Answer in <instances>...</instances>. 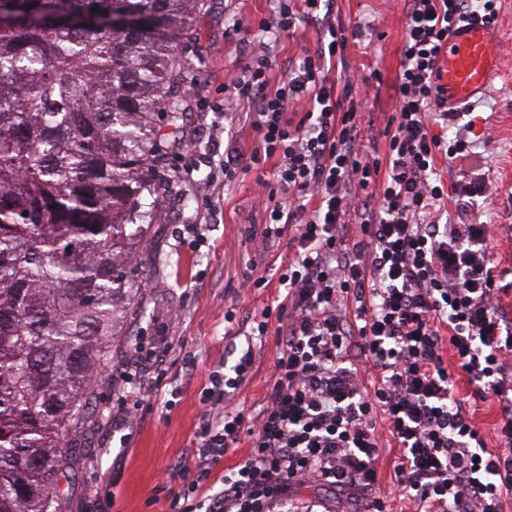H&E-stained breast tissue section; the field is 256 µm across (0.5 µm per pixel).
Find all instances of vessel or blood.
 <instances>
[{
  "mask_svg": "<svg viewBox=\"0 0 512 512\" xmlns=\"http://www.w3.org/2000/svg\"><path fill=\"white\" fill-rule=\"evenodd\" d=\"M499 41L496 25L481 22L464 25L449 36L438 79L449 108L470 102L500 76Z\"/></svg>",
  "mask_w": 512,
  "mask_h": 512,
  "instance_id": "obj_1",
  "label": "vessel or blood"
}]
</instances>
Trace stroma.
<instances>
[{
  "label": "stroma",
  "instance_id": "obj_1",
  "mask_svg": "<svg viewBox=\"0 0 512 512\" xmlns=\"http://www.w3.org/2000/svg\"><path fill=\"white\" fill-rule=\"evenodd\" d=\"M274 8L273 0H200L192 37L179 48L188 109L179 131L158 144L156 191L143 197L154 220L130 260L131 301L115 328L110 358L90 388L93 406L69 439L72 477L61 484V512H87L94 486L112 477L119 480L112 512H169L167 495L178 489L180 469L192 462L206 410L200 391L213 370L246 351L254 369L236 403L248 413L261 407L278 342L273 335L251 339L241 323L276 297V288L251 282L261 275L277 279L288 244L263 237L272 202L255 185L254 173L240 174L232 190L223 191L224 151L209 143L208 127L235 110L224 101V76L246 57L235 34L238 22L258 23ZM406 11V0H333L337 24L367 27L364 37L348 42L342 73L375 77L370 92L355 89L351 96L362 104L363 148L376 157L388 150L385 128L395 108ZM497 24L504 74L473 101L470 114L482 140L467 160L442 158L436 165L448 185L474 179L487 185L468 210L447 203L452 224L512 225V0H497ZM317 38L316 22L299 23L292 36L274 44L271 58L286 66L303 49L315 48ZM187 139L194 140V150L182 148ZM187 224L200 225V240H184ZM228 312L240 323L232 338L224 335ZM160 350L180 391L176 401L166 407L155 399L123 398L128 384L148 380L136 357ZM125 370L133 374L131 382L122 380Z\"/></svg>",
  "mask_w": 512,
  "mask_h": 512
}]
</instances>
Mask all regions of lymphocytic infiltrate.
<instances>
[{"label": "lymphocytic infiltrate", "instance_id": "f902f5d3", "mask_svg": "<svg viewBox=\"0 0 512 512\" xmlns=\"http://www.w3.org/2000/svg\"><path fill=\"white\" fill-rule=\"evenodd\" d=\"M258 29L238 25L247 58L224 88L254 132L250 157L224 151V182L256 171L274 184L266 238L289 235L278 283L285 295L250 318L252 335L275 334L261 410L234 405L253 370L243 354L213 372L201 400L193 463L171 512H287L292 486L313 480L355 495L357 512H503L512 495V315L497 304L490 244L494 224H444L447 197L435 158L467 157V134L447 142L433 125L455 122L436 85L452 30L496 20L495 0H408L396 107L385 159L364 154L362 115L332 76L348 36L331 0H303L317 20L315 50L270 82L271 44L295 27L277 0ZM311 108L292 122L289 107ZM274 159L270 175L261 161ZM378 197L370 207V197ZM473 391L460 395L458 377ZM498 410V446L488 448L477 401ZM244 460L205 493L214 466L241 441ZM397 461L393 492H379L387 444Z\"/></svg>", "mask_w": 512, "mask_h": 512}]
</instances>
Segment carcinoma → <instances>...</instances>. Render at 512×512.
<instances>
[{
    "label": "carcinoma",
    "instance_id": "1",
    "mask_svg": "<svg viewBox=\"0 0 512 512\" xmlns=\"http://www.w3.org/2000/svg\"><path fill=\"white\" fill-rule=\"evenodd\" d=\"M195 0H0V512H59Z\"/></svg>",
    "mask_w": 512,
    "mask_h": 512
}]
</instances>
